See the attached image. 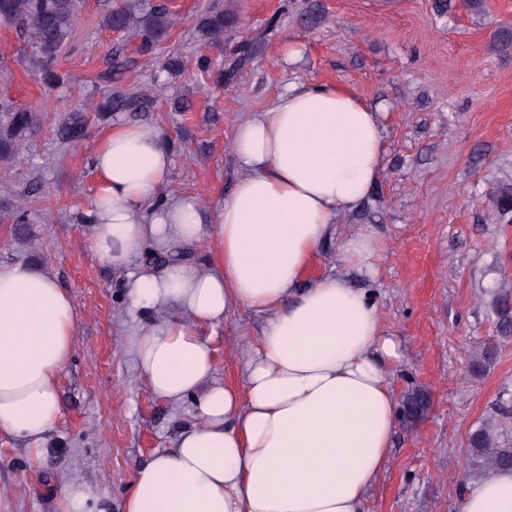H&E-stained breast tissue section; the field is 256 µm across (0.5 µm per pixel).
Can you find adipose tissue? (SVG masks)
<instances>
[{
    "label": "adipose tissue",
    "instance_id": "obj_1",
    "mask_svg": "<svg viewBox=\"0 0 512 512\" xmlns=\"http://www.w3.org/2000/svg\"><path fill=\"white\" fill-rule=\"evenodd\" d=\"M239 173L215 202L166 195L161 130L122 122L99 140L90 245L126 277L130 340L149 390L197 421L133 474L120 508L84 491L59 512H363L398 420L385 365L399 359L374 303L342 274L308 272L335 223L381 178L377 112L359 95L298 82L238 124ZM208 240L204 262L193 247ZM154 248L169 260L131 267ZM177 305L163 321L154 310ZM264 315L239 382L216 377L206 326ZM78 309L47 271L0 263V433L33 459L61 418L59 375ZM461 512H512V470L468 489Z\"/></svg>",
    "mask_w": 512,
    "mask_h": 512
}]
</instances>
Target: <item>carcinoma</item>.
Segmentation results:
<instances>
[{
  "instance_id": "1",
  "label": "carcinoma",
  "mask_w": 512,
  "mask_h": 512,
  "mask_svg": "<svg viewBox=\"0 0 512 512\" xmlns=\"http://www.w3.org/2000/svg\"><path fill=\"white\" fill-rule=\"evenodd\" d=\"M78 0H0V20L6 23H18L28 33L44 64V77L52 82L58 79L52 69V63L68 38L76 11ZM103 26L118 33L136 30L140 36L141 48L149 51L163 40L171 26V17L162 5L148 6L145 0H139L138 6L122 4L109 10L103 16ZM239 18L231 4L227 3L209 11L197 25L202 37L213 45L223 43L224 38L237 28ZM260 42L252 40L241 44L238 57L229 65L228 74H233L239 67L251 59L258 51ZM165 84L155 87V94L130 95L120 91L109 93L97 103L93 111L102 119L123 112H141L150 103L163 94ZM9 121L0 126V160L16 153L21 146L22 133L36 120V115L28 108H9ZM84 113L76 110L69 114L61 126L60 136L64 140H77L85 135ZM497 209L504 217L512 218V187L498 186L492 192ZM31 211L29 200L20 198L13 207V220L17 230H22L28 223ZM496 328L500 337L512 336V298L505 294L494 305ZM498 346L486 342L478 347L471 360V369L482 374L494 365ZM427 407L423 394L413 391L406 395L403 402V419L414 422ZM471 465L490 474L512 469V448L499 445L493 429L480 427L468 438Z\"/></svg>"
}]
</instances>
